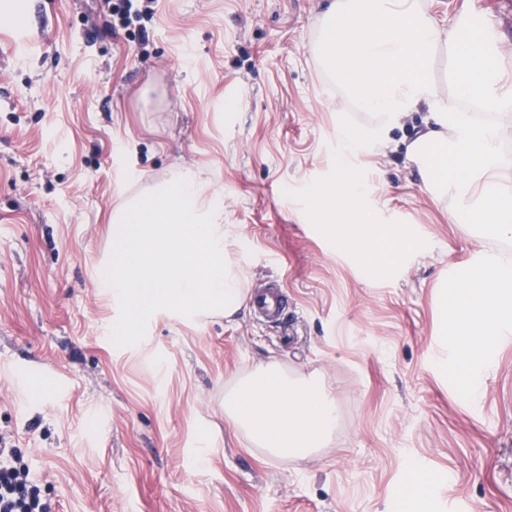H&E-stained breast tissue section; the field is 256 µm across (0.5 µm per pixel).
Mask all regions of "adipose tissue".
<instances>
[{
    "mask_svg": "<svg viewBox=\"0 0 512 512\" xmlns=\"http://www.w3.org/2000/svg\"><path fill=\"white\" fill-rule=\"evenodd\" d=\"M317 50L345 100L374 118L346 131L336 185L313 205L335 224L343 247L362 263L376 261L379 240L398 238L365 194L346 156L362 143L386 147L390 131L425 110L407 147L435 200H452L460 224H485L512 234V49L497 27L470 4L453 24L440 22L430 0H332L318 20ZM448 55V86L431 70L438 50ZM462 362L481 359L487 346L512 334V260L488 255L463 268L445 314ZM224 416L256 446L278 458H302L320 447L338 420L322 386L291 376L278 362L251 370L224 398Z\"/></svg>",
    "mask_w": 512,
    "mask_h": 512,
    "instance_id": "1",
    "label": "adipose tissue"
}]
</instances>
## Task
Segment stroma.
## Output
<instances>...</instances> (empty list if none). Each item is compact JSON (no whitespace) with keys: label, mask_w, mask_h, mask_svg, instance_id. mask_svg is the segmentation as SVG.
Instances as JSON below:
<instances>
[{"label":"stroma","mask_w":512,"mask_h":512,"mask_svg":"<svg viewBox=\"0 0 512 512\" xmlns=\"http://www.w3.org/2000/svg\"><path fill=\"white\" fill-rule=\"evenodd\" d=\"M0 0V436L56 512H512V340L487 349L477 399L443 329L461 267L512 238L454 223L406 146L413 114L353 163L365 202L413 245L380 274L303 209L336 180L341 128L371 123L319 64L329 0H158L121 28L114 0ZM30 46L10 50L13 26ZM182 167L219 193L247 287L280 280L294 336L250 309L150 318L110 340L98 270L124 201ZM278 361L321 380L324 448L279 459L224 417V395Z\"/></svg>","instance_id":"stroma-1"}]
</instances>
